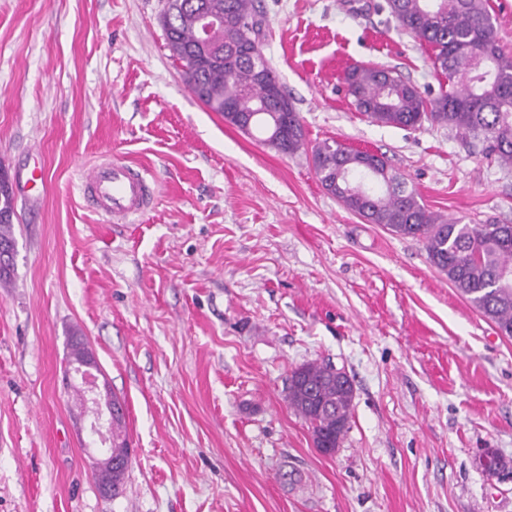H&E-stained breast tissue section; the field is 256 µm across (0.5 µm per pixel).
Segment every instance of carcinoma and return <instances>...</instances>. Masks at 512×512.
Here are the masks:
<instances>
[{
    "label": "carcinoma",
    "instance_id": "cac0c4a2",
    "mask_svg": "<svg viewBox=\"0 0 512 512\" xmlns=\"http://www.w3.org/2000/svg\"><path fill=\"white\" fill-rule=\"evenodd\" d=\"M398 26L432 50L450 90L423 95L393 69L353 67L345 74L355 108L395 127L424 122L454 128L484 144L485 155L512 166V55L499 46L488 0H386ZM201 10L224 18L209 43L196 35ZM171 56L192 93L209 111L283 154L304 145L299 113L262 53L265 16L256 0H167L163 15ZM321 185L343 206L394 235L423 242L430 263L501 335L512 338V224L443 220L419 201L385 159L325 142L313 151ZM290 407L312 425L317 448L332 453L348 430L354 388L328 364L295 369L286 387ZM125 419L112 424V495L124 484L130 448Z\"/></svg>",
    "mask_w": 512,
    "mask_h": 512
}]
</instances>
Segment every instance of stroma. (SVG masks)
<instances>
[{
  "label": "stroma",
  "instance_id": "1",
  "mask_svg": "<svg viewBox=\"0 0 512 512\" xmlns=\"http://www.w3.org/2000/svg\"><path fill=\"white\" fill-rule=\"evenodd\" d=\"M166 0H0V176L14 272L0 287V512H512V338L422 242L365 223L321 185L323 142L385 157L434 214L512 224V167L446 127L371 122L353 65L445 80L380 0H257L263 53L299 112L295 154L208 111L166 46ZM153 177L130 223L89 208L102 157ZM41 160L45 190L25 188ZM126 404L131 460L104 495L84 388ZM329 363L353 382L349 430L316 448L286 381Z\"/></svg>",
  "mask_w": 512,
  "mask_h": 512
}]
</instances>
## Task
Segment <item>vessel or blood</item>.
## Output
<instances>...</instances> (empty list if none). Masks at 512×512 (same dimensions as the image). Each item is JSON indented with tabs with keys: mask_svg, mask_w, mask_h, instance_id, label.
I'll return each mask as SVG.
<instances>
[{
	"mask_svg": "<svg viewBox=\"0 0 512 512\" xmlns=\"http://www.w3.org/2000/svg\"><path fill=\"white\" fill-rule=\"evenodd\" d=\"M79 190L95 211L117 221L141 216L151 203L146 172L109 158L82 174Z\"/></svg>",
	"mask_w": 512,
	"mask_h": 512,
	"instance_id": "vessel-or-blood-1",
	"label": "vessel or blood"
}]
</instances>
